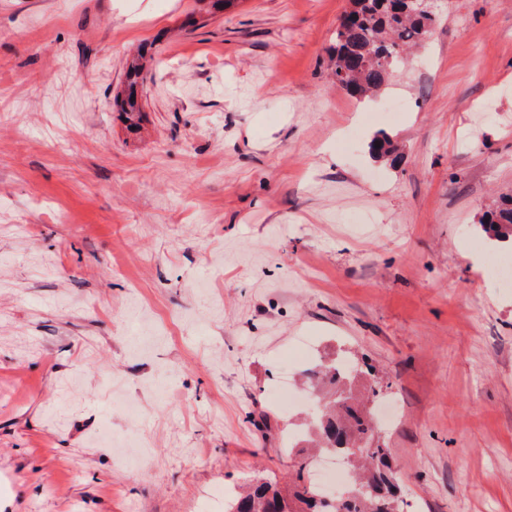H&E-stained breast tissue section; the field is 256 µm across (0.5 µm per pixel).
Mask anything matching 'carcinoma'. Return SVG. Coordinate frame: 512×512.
<instances>
[{"label":"carcinoma","instance_id":"obj_1","mask_svg":"<svg viewBox=\"0 0 512 512\" xmlns=\"http://www.w3.org/2000/svg\"><path fill=\"white\" fill-rule=\"evenodd\" d=\"M437 16L419 7L415 0H351V7L336 29L330 77L349 96L365 99L386 86L404 56L431 32ZM143 56L128 63L127 89L120 102L129 127H139L142 112L137 86L144 70ZM380 147H375V144ZM373 157L396 165L391 138L377 133L370 142ZM480 227L489 239L509 242L512 249V195L486 211ZM312 395L322 401L319 420L312 426L314 441L323 450L356 454L354 484L342 492L338 502L328 505L318 498L316 488L305 477L300 465L292 485L280 489L264 479L240 488L229 512H397L398 487L388 449L379 445L364 448L374 426L366 401L352 396L358 382L375 381L353 368L352 362L340 369L332 364L315 372Z\"/></svg>","mask_w":512,"mask_h":512}]
</instances>
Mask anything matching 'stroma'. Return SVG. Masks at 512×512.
Instances as JSON below:
<instances>
[{
    "mask_svg": "<svg viewBox=\"0 0 512 512\" xmlns=\"http://www.w3.org/2000/svg\"><path fill=\"white\" fill-rule=\"evenodd\" d=\"M347 5L0 0V512L286 479L310 406L279 372L346 359L394 406L402 512H512V291L479 227L512 193V0H441L370 105L328 75ZM134 431L117 466L99 435ZM142 59L143 55H139L138 57L133 58L128 63L126 73V95L125 98H123L120 102L121 110L124 113L126 121L128 122V125L131 129L132 127H135V129H137L142 119V112L138 104L137 97L138 81L144 70V64L142 62ZM132 95H135V98H132ZM488 280L496 287L512 289V262L508 258L498 260L489 270Z\"/></svg>",
    "mask_w": 512,
    "mask_h": 512,
    "instance_id": "1",
    "label": "stroma"
}]
</instances>
